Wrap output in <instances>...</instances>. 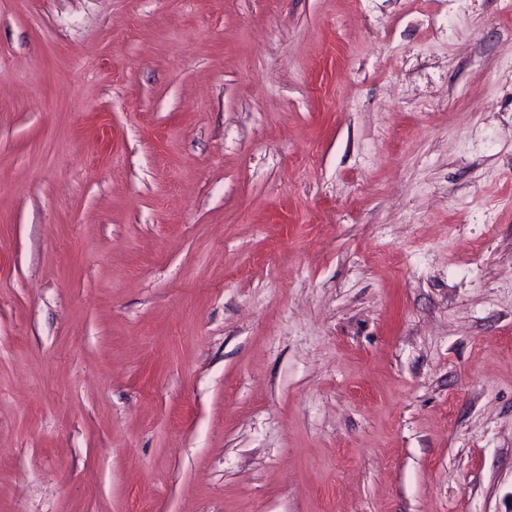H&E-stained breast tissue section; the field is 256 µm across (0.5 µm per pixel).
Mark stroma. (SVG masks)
Returning a JSON list of instances; mask_svg holds the SVG:
<instances>
[{"label":"stroma","mask_w":512,"mask_h":512,"mask_svg":"<svg viewBox=\"0 0 512 512\" xmlns=\"http://www.w3.org/2000/svg\"><path fill=\"white\" fill-rule=\"evenodd\" d=\"M0 512H512V0H0Z\"/></svg>","instance_id":"1"}]
</instances>
